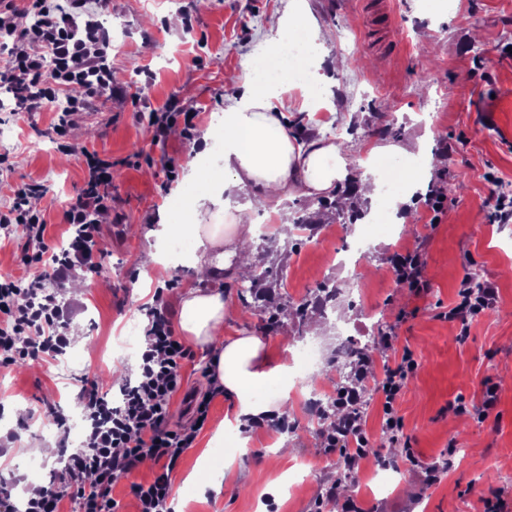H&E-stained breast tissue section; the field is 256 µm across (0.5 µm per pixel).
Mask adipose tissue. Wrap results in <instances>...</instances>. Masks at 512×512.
Segmentation results:
<instances>
[{
  "instance_id": "1",
  "label": "adipose tissue",
  "mask_w": 512,
  "mask_h": 512,
  "mask_svg": "<svg viewBox=\"0 0 512 512\" xmlns=\"http://www.w3.org/2000/svg\"><path fill=\"white\" fill-rule=\"evenodd\" d=\"M304 29L308 46L318 32L311 24L307 0H288L287 10L270 27L261 52L251 55L241 92L224 109V129L207 127L202 140L214 155L212 167L188 161L186 179L191 195H175L171 206L187 221L165 222L158 242L190 236L195 240L192 263L201 285L186 286L180 297L178 330L190 344L208 348L217 382L236 399V422L277 411L293 412L287 395L274 401L256 397L257 388L287 376L286 365H271L267 342L252 334L228 336L224 323L234 314L231 297L221 282L247 275L254 258L245 245L256 226L246 217L250 204L281 203L291 198L335 200L349 176L351 159L337 144L314 136L298 141L281 122L285 101L295 87L292 79L271 76L269 66ZM227 213L231 224L207 223L214 210Z\"/></svg>"
}]
</instances>
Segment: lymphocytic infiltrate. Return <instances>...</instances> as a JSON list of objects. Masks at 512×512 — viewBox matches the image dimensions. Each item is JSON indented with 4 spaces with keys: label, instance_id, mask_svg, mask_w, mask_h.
I'll list each match as a JSON object with an SVG mask.
<instances>
[{
    "label": "lymphocytic infiltrate",
    "instance_id": "obj_1",
    "mask_svg": "<svg viewBox=\"0 0 512 512\" xmlns=\"http://www.w3.org/2000/svg\"><path fill=\"white\" fill-rule=\"evenodd\" d=\"M88 0H29L17 8L14 0H0V14H9L6 35L30 43L28 51L17 54L0 80L15 91V106L20 112L55 114L52 129L66 143L67 128L73 114L88 110L112 89V68L108 62L109 35L89 19ZM86 181L70 203L64 216L73 236L62 253L51 252L45 241L46 224L41 211L30 207L29 199L40 193L37 183L14 191L7 210L0 211V224H23L29 241L23 262L31 272L25 277L0 278V367L17 360L39 359L61 354L70 342L64 331L75 305H62L46 280L64 282L74 270L97 272L93 248L100 235L97 216L112 207V164L97 152L82 150ZM499 299L496 284L487 282L472 289L460 281L457 300L448 310V319L468 334L470 323L494 308ZM147 346L142 355L135 385L124 391L123 402L114 407L96 387H82L84 405L91 420L90 431L81 448L68 457L61 472L60 487L41 489L29 497L24 512H59L63 497L77 502L79 512H116L112 485L120 475L134 472L143 458L161 461L162 471L147 483L134 482L130 493L138 512H165L170 495V475L191 448L208 420L210 405L220 394V385H211L204 394L192 395L190 426L170 427V407L181 386V370L192 361L191 348L175 336L163 302H156L148 313ZM418 363L412 353H404L395 367L387 369L378 384L384 397L383 428L392 437L403 433V422L395 404ZM359 399L354 386L336 393L339 417L322 434L326 451H340L347 470L358 467L369 450V436L361 415L353 408Z\"/></svg>",
    "mask_w": 512,
    "mask_h": 512
}]
</instances>
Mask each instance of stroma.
<instances>
[{
    "label": "stroma",
    "instance_id": "1",
    "mask_svg": "<svg viewBox=\"0 0 512 512\" xmlns=\"http://www.w3.org/2000/svg\"><path fill=\"white\" fill-rule=\"evenodd\" d=\"M310 16L326 35L330 56L346 58L347 69L332 72L328 99L314 112L288 107L283 121L294 132L331 135L347 128L346 148L361 176L373 143L401 146L395 162L410 167L420 155L439 163L422 177L408 222L395 243L382 230L365 234L363 226L341 218L347 233L296 230L288 240L276 236L273 207L253 210L249 218L268 235L259 243V265L271 270L275 294L298 305L326 282L338 288L328 337L299 333L295 316H280L264 331L271 364L296 366L297 349L313 345L316 380L296 383L291 391L295 412L291 428L253 429L236 426L234 400L217 396L208 422L172 472L180 484L190 472L200 481L215 467H226L221 494L186 487L181 512H342L345 498H355L364 512H481L482 498L500 491L512 512V223L493 221L494 190L485 175L512 177V0H379L364 8L362 0H307ZM284 0H108L96 15L111 34L115 92L86 114L71 117L76 147L97 151L112 162V208L99 216L102 253L99 273L77 272L83 291L56 286L59 300H73L80 310L69 321L72 341L63 354L23 360L0 368V395L26 408L8 417L0 406V484L18 490L30 482L26 448L53 441L61 454L73 452L66 431L44 433L43 423L68 417L81 401L82 382L98 386L114 399L119 390L112 371L121 367L135 381L140 356L120 357L118 348L130 326L163 289L171 314L178 297L193 283L186 263L168 265L144 279L139 263L152 250V231L170 212L175 192L185 191L186 162L202 157L203 144L186 142L180 126L165 138L155 136L152 110L172 104L174 111L195 113L198 128L215 123L225 101L237 94L231 77L263 45ZM178 16L180 27L169 24ZM53 115L28 116L0 109V128L12 131L0 145V208L9 206L15 189L40 182L42 194L31 198L47 222L49 245L67 242L64 212L83 185L78 156L57 150L50 128ZM445 192L448 210L430 224L425 210L429 195ZM367 236L359 276L337 267L333 256L342 241ZM419 250L425 260L428 293L415 298L409 288L389 277L390 259ZM497 284L499 304L474 320L467 338L446 314L460 280L469 273ZM369 339L376 375L411 351L419 363L398 404L403 444L382 429L381 394L369 390L362 413L371 450L360 467L344 472L339 454H325L321 436L327 425L310 407L314 391L335 396L349 385L348 369L329 360L344 328ZM497 385L500 401L484 423L453 414L449 403L479 400L483 381ZM240 431L231 448L214 441L217 428ZM293 448L276 460L272 451ZM455 446L454 464L429 488L405 458L413 448L422 460L442 457ZM344 472L340 499L317 502L321 487Z\"/></svg>",
    "mask_w": 512,
    "mask_h": 512
}]
</instances>
